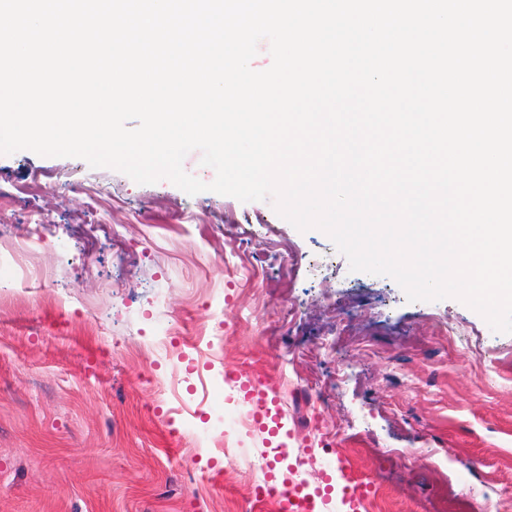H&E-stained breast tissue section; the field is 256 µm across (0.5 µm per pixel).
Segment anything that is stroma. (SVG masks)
I'll return each instance as SVG.
<instances>
[{
    "instance_id": "1",
    "label": "stroma",
    "mask_w": 512,
    "mask_h": 512,
    "mask_svg": "<svg viewBox=\"0 0 512 512\" xmlns=\"http://www.w3.org/2000/svg\"><path fill=\"white\" fill-rule=\"evenodd\" d=\"M0 512H276L268 463L338 435L367 512L512 497V334L354 272L272 201L0 155ZM279 385L278 436L225 371Z\"/></svg>"
}]
</instances>
